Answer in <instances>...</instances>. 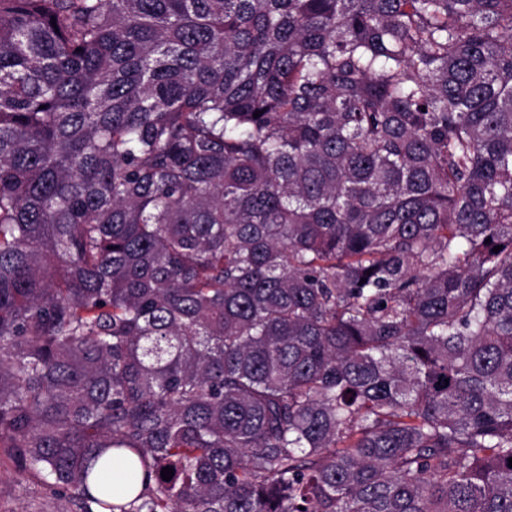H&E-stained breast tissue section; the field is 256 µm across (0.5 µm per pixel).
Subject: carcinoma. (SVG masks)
I'll return each instance as SVG.
<instances>
[{"label": "carcinoma", "mask_w": 512, "mask_h": 512, "mask_svg": "<svg viewBox=\"0 0 512 512\" xmlns=\"http://www.w3.org/2000/svg\"><path fill=\"white\" fill-rule=\"evenodd\" d=\"M0 448L73 512H512V0H0Z\"/></svg>", "instance_id": "obj_1"}]
</instances>
